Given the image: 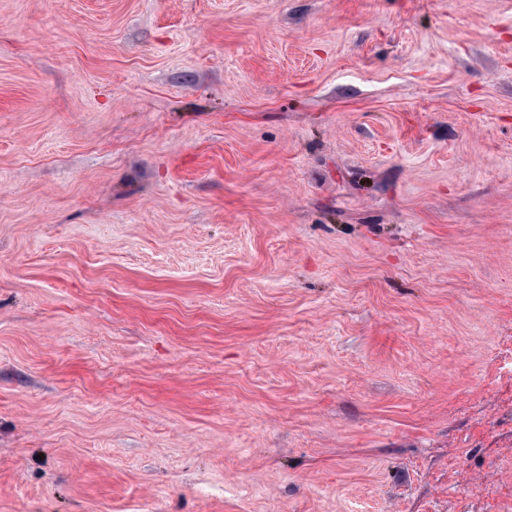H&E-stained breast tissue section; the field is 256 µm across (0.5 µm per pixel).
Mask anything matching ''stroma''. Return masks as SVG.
Segmentation results:
<instances>
[{
	"mask_svg": "<svg viewBox=\"0 0 512 512\" xmlns=\"http://www.w3.org/2000/svg\"><path fill=\"white\" fill-rule=\"evenodd\" d=\"M0 512H512V0H0Z\"/></svg>",
	"mask_w": 512,
	"mask_h": 512,
	"instance_id": "1",
	"label": "stroma"
}]
</instances>
